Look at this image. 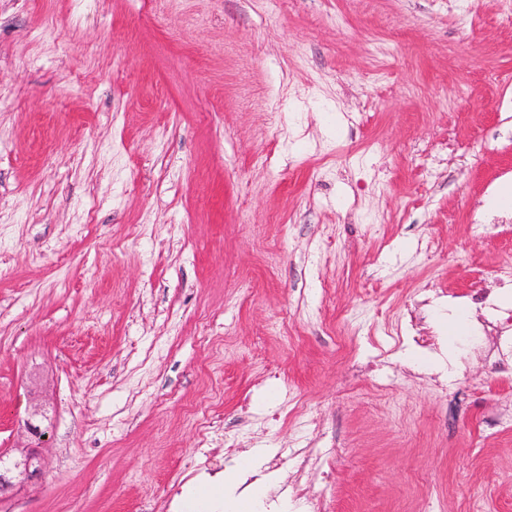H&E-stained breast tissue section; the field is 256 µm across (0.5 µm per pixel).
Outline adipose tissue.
<instances>
[{
    "mask_svg": "<svg viewBox=\"0 0 512 512\" xmlns=\"http://www.w3.org/2000/svg\"><path fill=\"white\" fill-rule=\"evenodd\" d=\"M259 467L251 455L234 460L223 474L199 478L185 495L186 512H259L267 494V478L242 486V478Z\"/></svg>",
    "mask_w": 512,
    "mask_h": 512,
    "instance_id": "obj_1",
    "label": "adipose tissue"
}]
</instances>
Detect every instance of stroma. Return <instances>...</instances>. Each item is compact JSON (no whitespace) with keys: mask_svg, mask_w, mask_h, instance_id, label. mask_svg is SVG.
Returning <instances> with one entry per match:
<instances>
[{"mask_svg":"<svg viewBox=\"0 0 512 512\" xmlns=\"http://www.w3.org/2000/svg\"><path fill=\"white\" fill-rule=\"evenodd\" d=\"M509 181L512 0H0V512H512ZM44 469L42 458L33 449L22 450L19 456L0 451V502L12 497L17 487L37 485ZM259 466L256 457L244 455L224 469L223 474L199 478L184 496L185 512H260L258 510L264 506L267 494L268 479H257L247 490H240L242 477Z\"/></svg>","mask_w":512,"mask_h":512,"instance_id":"1","label":"stroma"}]
</instances>
